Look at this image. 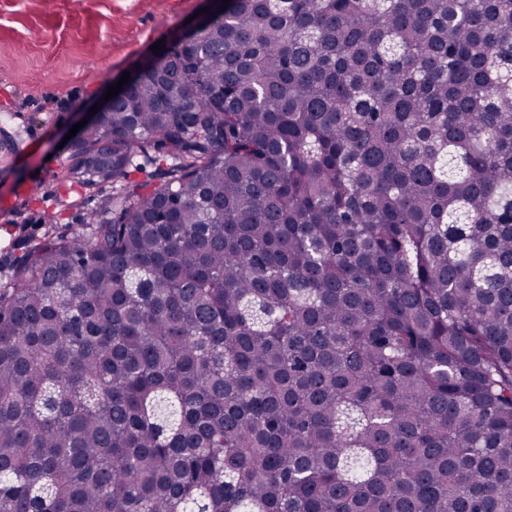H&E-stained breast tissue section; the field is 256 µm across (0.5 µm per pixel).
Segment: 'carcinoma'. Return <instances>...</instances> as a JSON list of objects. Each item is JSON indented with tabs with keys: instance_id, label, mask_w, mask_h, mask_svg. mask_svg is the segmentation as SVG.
Here are the masks:
<instances>
[{
	"instance_id": "obj_1",
	"label": "carcinoma",
	"mask_w": 512,
	"mask_h": 512,
	"mask_svg": "<svg viewBox=\"0 0 512 512\" xmlns=\"http://www.w3.org/2000/svg\"><path fill=\"white\" fill-rule=\"evenodd\" d=\"M504 61L512 0H230L149 58L74 145L115 193L0 286V512H512Z\"/></svg>"
}]
</instances>
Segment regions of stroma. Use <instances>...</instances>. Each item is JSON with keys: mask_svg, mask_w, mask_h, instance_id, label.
I'll return each instance as SVG.
<instances>
[{"mask_svg": "<svg viewBox=\"0 0 512 512\" xmlns=\"http://www.w3.org/2000/svg\"><path fill=\"white\" fill-rule=\"evenodd\" d=\"M211 0H0V284L19 239L85 230L99 193L68 183L63 139L153 45Z\"/></svg>", "mask_w": 512, "mask_h": 512, "instance_id": "1", "label": "stroma"}]
</instances>
